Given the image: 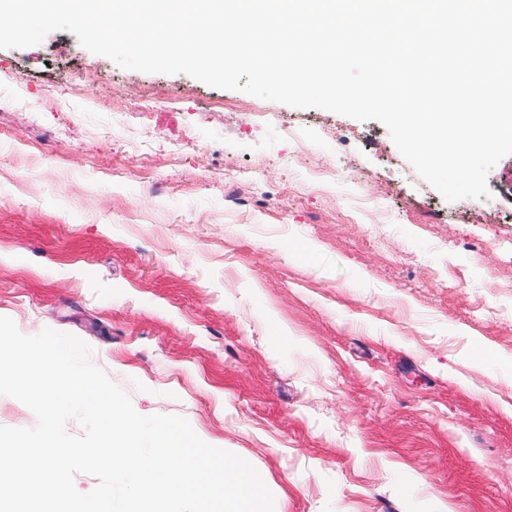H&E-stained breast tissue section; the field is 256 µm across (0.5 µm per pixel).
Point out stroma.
Wrapping results in <instances>:
<instances>
[{"mask_svg":"<svg viewBox=\"0 0 512 512\" xmlns=\"http://www.w3.org/2000/svg\"><path fill=\"white\" fill-rule=\"evenodd\" d=\"M232 168L262 178L238 206ZM487 185L447 201L379 121L66 31L0 49V316L84 341L275 512H512V155Z\"/></svg>","mask_w":512,"mask_h":512,"instance_id":"1","label":"stroma"}]
</instances>
